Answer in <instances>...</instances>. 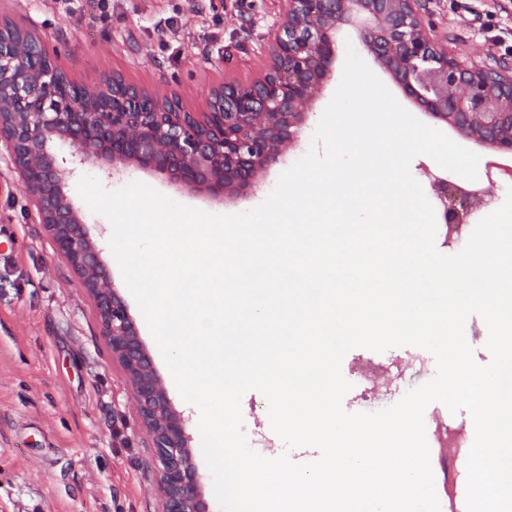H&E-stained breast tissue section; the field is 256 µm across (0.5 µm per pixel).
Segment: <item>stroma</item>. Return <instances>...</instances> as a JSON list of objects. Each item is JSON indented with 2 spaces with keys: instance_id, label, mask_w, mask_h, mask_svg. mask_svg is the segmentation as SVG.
<instances>
[{
  "instance_id": "35a3bbf8",
  "label": "stroma",
  "mask_w": 512,
  "mask_h": 512,
  "mask_svg": "<svg viewBox=\"0 0 512 512\" xmlns=\"http://www.w3.org/2000/svg\"><path fill=\"white\" fill-rule=\"evenodd\" d=\"M72 5L70 15L60 0H0V16L35 28L77 82L117 74L151 91L174 84L193 112L204 110L209 90L223 80L256 75L282 9L281 0ZM426 19L450 53H491L512 61V0H429ZM358 43L354 29L340 32L332 77L312 103L299 150L247 195L214 200L144 170L113 180L112 189L141 182L216 215L259 206L282 171L309 151L340 83L346 50ZM108 267L174 408L188 421L204 499L210 512H221L202 453L200 415L180 396L116 259ZM241 411L247 443L268 456L281 439L271 427L266 398L247 392ZM153 480L154 450L125 374L101 336L96 306L56 255L7 158L0 157V512H158Z\"/></svg>"
}]
</instances>
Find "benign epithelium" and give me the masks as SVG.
Masks as SVG:
<instances>
[{
	"label": "benign epithelium",
	"mask_w": 512,
	"mask_h": 512,
	"mask_svg": "<svg viewBox=\"0 0 512 512\" xmlns=\"http://www.w3.org/2000/svg\"><path fill=\"white\" fill-rule=\"evenodd\" d=\"M282 2L264 73L215 87L204 112L189 111L174 89L152 94L119 75L77 83L36 30L0 19V148L56 253L96 305L101 336L126 374L154 448L159 512H209L187 421L114 288L103 248L66 191L68 180L87 167L110 179L142 169L213 199L247 193L298 146L307 105L331 77L344 26L357 30L376 64L431 118L492 156L512 159V64L448 54L424 22L426 0ZM426 176L448 228L486 204L482 184Z\"/></svg>",
	"instance_id": "obj_1"
}]
</instances>
